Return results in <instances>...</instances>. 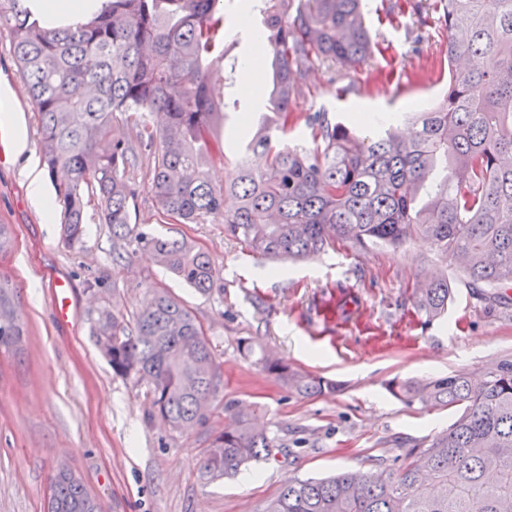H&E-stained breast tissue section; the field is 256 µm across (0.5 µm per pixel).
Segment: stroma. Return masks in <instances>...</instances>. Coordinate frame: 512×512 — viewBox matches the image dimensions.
Here are the masks:
<instances>
[{
	"mask_svg": "<svg viewBox=\"0 0 512 512\" xmlns=\"http://www.w3.org/2000/svg\"><path fill=\"white\" fill-rule=\"evenodd\" d=\"M245 0H224L227 56L211 72L225 99L259 117L267 109L271 66L249 75L241 63L253 51L237 25ZM417 15L389 23L384 0H363L380 51L357 71L326 62L308 72L292 99L294 113L324 112L367 134L370 118L434 100L443 88L440 61L447 32L437 0H414ZM254 91L242 92L245 81ZM11 93L28 148L39 149V122L15 62L11 36L0 28V90ZM151 154L131 177L139 193L133 223L155 234L186 238L210 253L223 290L203 296L161 268L151 253L112 241L90 204L81 245L61 237L27 197L22 162L0 157V278L13 289L19 342L0 349V512H47L51 478L69 466L104 512H261L283 486L334 473L393 464L405 449L446 430L454 410L408 406L386 389L395 378L464 373L477 378L512 360V304L481 301L456 280L448 314L423 323L411 293L417 282L454 273L425 240L351 253L342 247L298 263L257 259L224 233L223 218L168 224L147 189ZM63 288H54L56 279ZM183 300L216 348L221 383L206 426L181 434L147 416V382L115 377L91 338L97 309L125 319L138 313L150 289ZM273 351L288 366L336 383L312 397L290 394L247 358L242 339ZM248 404L257 427L278 446L243 476L202 475L208 435L230 421L228 401Z\"/></svg>",
	"mask_w": 512,
	"mask_h": 512,
	"instance_id": "1",
	"label": "stroma"
}]
</instances>
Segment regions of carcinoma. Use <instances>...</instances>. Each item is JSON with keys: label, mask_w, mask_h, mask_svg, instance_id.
Returning <instances> with one entry per match:
<instances>
[{"label": "carcinoma", "mask_w": 512, "mask_h": 512, "mask_svg": "<svg viewBox=\"0 0 512 512\" xmlns=\"http://www.w3.org/2000/svg\"><path fill=\"white\" fill-rule=\"evenodd\" d=\"M448 28V82L441 101L380 122L360 139L325 113L303 116L320 144L277 146L290 103L316 61L346 70L374 54L362 0H261L260 46L276 60L269 113L241 141L236 180L217 190L207 168L217 155L224 97L208 69L224 61L223 0H107L87 24L48 30L22 7L0 0V27L39 118L43 164L62 206V237L83 242L86 208L100 202L112 238L146 249L201 295L222 287L210 255L131 223L137 186L127 177L139 154L153 152L148 190L180 224L224 218V233L267 260L300 259L341 243L358 252L397 248L421 235L468 283L507 297L512 288V0H440ZM131 123L135 135L116 139ZM453 288L433 277L412 291L417 314L448 313ZM0 280V348L19 340ZM91 336L112 374L150 377L148 418L182 433L208 421L219 366L194 313L154 288L127 321L98 310ZM288 391L310 397L336 389L321 376L288 368L252 342L241 344ZM398 400L456 408L445 431L413 445L398 465L290 483L263 512H512V360L483 379L448 375L393 379ZM235 425L212 436L203 473L220 478L277 447L234 401ZM53 512H102L66 465L51 479Z\"/></svg>", "instance_id": "obj_1"}]
</instances>
